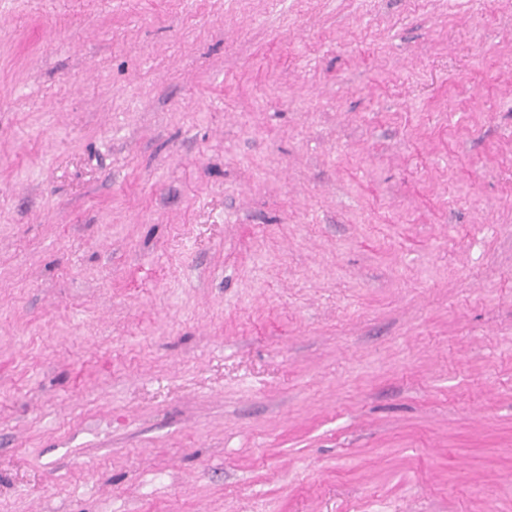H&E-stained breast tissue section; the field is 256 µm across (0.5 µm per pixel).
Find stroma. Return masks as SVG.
Masks as SVG:
<instances>
[{"label": "stroma", "mask_w": 512, "mask_h": 512, "mask_svg": "<svg viewBox=\"0 0 512 512\" xmlns=\"http://www.w3.org/2000/svg\"><path fill=\"white\" fill-rule=\"evenodd\" d=\"M0 512H512V0H0Z\"/></svg>", "instance_id": "stroma-1"}]
</instances>
